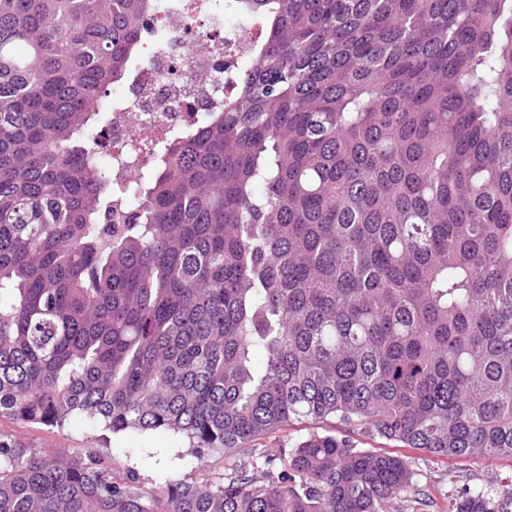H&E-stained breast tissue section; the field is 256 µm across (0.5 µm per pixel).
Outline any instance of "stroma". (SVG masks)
Listing matches in <instances>:
<instances>
[{"mask_svg": "<svg viewBox=\"0 0 512 512\" xmlns=\"http://www.w3.org/2000/svg\"><path fill=\"white\" fill-rule=\"evenodd\" d=\"M313 433L346 439L358 450L387 445L386 440L363 426L345 424L335 418L302 420L249 443L241 455L228 457L223 451L213 450L199 460L190 454L188 440L170 431L112 434L81 417L72 418L64 428L58 429L43 424H23L6 414L0 416V439L8 440L15 447L29 453H64L78 457L93 453L103 467L111 469L115 481L133 480L156 494L174 481H216L237 469L261 465L264 456L291 450ZM411 465L420 492L392 501L389 512H449L457 488L464 485L478 488L490 480L512 477V460H489L480 456L452 461L417 453Z\"/></svg>", "mask_w": 512, "mask_h": 512, "instance_id": "stroma-1", "label": "stroma"}]
</instances>
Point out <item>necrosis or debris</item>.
Masks as SVG:
<instances>
[{"instance_id": "4bbe7bcc", "label": "necrosis or debris", "mask_w": 512, "mask_h": 512, "mask_svg": "<svg viewBox=\"0 0 512 512\" xmlns=\"http://www.w3.org/2000/svg\"><path fill=\"white\" fill-rule=\"evenodd\" d=\"M173 34L136 68L125 90H113L108 115L113 179L128 184L140 178L147 158L145 139L162 140L193 124L204 106L216 107L230 96L228 68L237 66L256 43L258 24L213 12L208 28L181 8L167 14Z\"/></svg>"}]
</instances>
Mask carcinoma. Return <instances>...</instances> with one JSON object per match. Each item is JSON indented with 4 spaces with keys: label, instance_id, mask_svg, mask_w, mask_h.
Wrapping results in <instances>:
<instances>
[{
    "label": "carcinoma",
    "instance_id": "carcinoma-1",
    "mask_svg": "<svg viewBox=\"0 0 512 512\" xmlns=\"http://www.w3.org/2000/svg\"><path fill=\"white\" fill-rule=\"evenodd\" d=\"M236 2L265 37L234 93L124 186L93 127L158 0H0V415L512 460V0ZM413 477L311 434L157 497L0 440V512H387Z\"/></svg>",
    "mask_w": 512,
    "mask_h": 512
}]
</instances>
